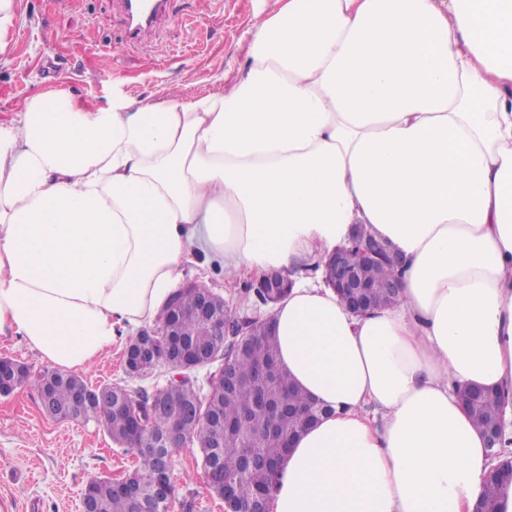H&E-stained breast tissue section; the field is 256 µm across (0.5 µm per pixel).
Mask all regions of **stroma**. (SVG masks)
<instances>
[{"instance_id": "stroma-1", "label": "stroma", "mask_w": 512, "mask_h": 512, "mask_svg": "<svg viewBox=\"0 0 512 512\" xmlns=\"http://www.w3.org/2000/svg\"><path fill=\"white\" fill-rule=\"evenodd\" d=\"M277 8V0H224L223 11L216 12L207 0H170L159 37L136 43L124 39L110 0H17V24L7 53L0 54V121L11 119L23 98L60 86L94 107L108 105L116 85L138 102L161 101L171 92L191 101L218 91L223 75L246 69L255 11ZM182 281L204 285L240 314L267 311L251 292V278L227 287L218 264L189 265ZM128 342L118 337L81 371L84 382L151 391L172 378L163 364L145 377H129L123 362ZM136 464L134 453L112 441L100 424L45 415L35 390L0 396V512H83L88 482ZM172 479L177 501H193L194 512H224L209 489L197 446L174 453Z\"/></svg>"}]
</instances>
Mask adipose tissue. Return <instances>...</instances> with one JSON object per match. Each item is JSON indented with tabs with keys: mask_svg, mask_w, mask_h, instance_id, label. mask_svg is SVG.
Segmentation results:
<instances>
[{
	"mask_svg": "<svg viewBox=\"0 0 512 512\" xmlns=\"http://www.w3.org/2000/svg\"><path fill=\"white\" fill-rule=\"evenodd\" d=\"M247 70L185 102L67 90L0 122V335L83 370L184 268H275L277 360L325 408L270 512H473L491 464L457 386L512 389V0H278ZM362 224L401 301L313 270Z\"/></svg>",
	"mask_w": 512,
	"mask_h": 512,
	"instance_id": "ef3b65f1",
	"label": "adipose tissue"
}]
</instances>
